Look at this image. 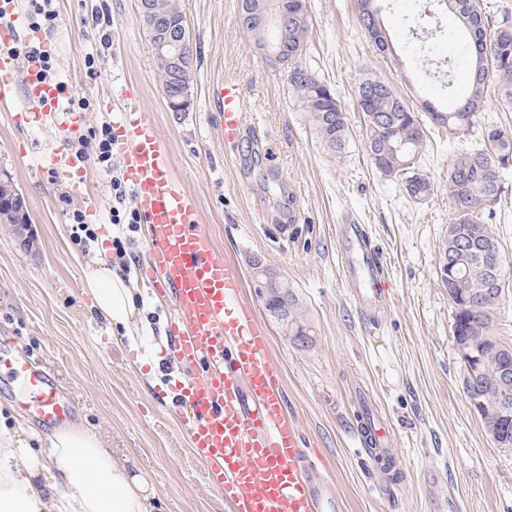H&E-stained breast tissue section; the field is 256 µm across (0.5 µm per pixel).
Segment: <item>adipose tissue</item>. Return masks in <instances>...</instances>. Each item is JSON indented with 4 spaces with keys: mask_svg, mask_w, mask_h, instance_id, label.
<instances>
[{
    "mask_svg": "<svg viewBox=\"0 0 512 512\" xmlns=\"http://www.w3.org/2000/svg\"><path fill=\"white\" fill-rule=\"evenodd\" d=\"M98 313L126 326L133 296L108 259L86 276ZM150 472L120 463L89 430L53 434L45 453L12 440L0 442V512H153Z\"/></svg>",
    "mask_w": 512,
    "mask_h": 512,
    "instance_id": "ef3b65f1",
    "label": "adipose tissue"
}]
</instances>
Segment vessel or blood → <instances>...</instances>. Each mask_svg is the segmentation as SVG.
Returning a JSON list of instances; mask_svg holds the SVG:
<instances>
[{
  "instance_id": "vessel-or-blood-1",
  "label": "vessel or blood",
  "mask_w": 512,
  "mask_h": 512,
  "mask_svg": "<svg viewBox=\"0 0 512 512\" xmlns=\"http://www.w3.org/2000/svg\"><path fill=\"white\" fill-rule=\"evenodd\" d=\"M17 38L15 26L0 28V107L20 94L37 111H59L58 87L36 69L20 72L9 50ZM217 104L224 142L234 144L245 125L239 85L225 82ZM112 148L145 228L139 274L171 310L168 358L187 371L175 383L180 423L194 457L205 464L208 485L233 512H337L339 500L288 414L281 371L254 308L242 299V277L218 254L196 201L174 177L151 113H114ZM367 240L361 225L343 232L347 273L357 284L353 301L374 322L390 286ZM0 374L17 382L14 403L25 415L45 427L69 424L72 399L55 372L17 341H0Z\"/></svg>"
}]
</instances>
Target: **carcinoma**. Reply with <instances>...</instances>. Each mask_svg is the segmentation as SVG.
<instances>
[{
    "mask_svg": "<svg viewBox=\"0 0 512 512\" xmlns=\"http://www.w3.org/2000/svg\"><path fill=\"white\" fill-rule=\"evenodd\" d=\"M385 0H357L359 22L378 51L386 48L381 14ZM456 23L459 35L443 36L432 28L420 42L423 61L448 68V87L455 80L463 85V95L445 112L424 106L421 113L410 109L403 98L384 80L363 75L356 83V107L362 114L365 146L375 169L390 178H405L407 193L422 199L431 194L428 176L416 169L419 154L427 137L428 126L443 129L456 138L470 131L487 111L491 97L512 104V14L504 12L501 20L490 24L483 0H444ZM479 22L485 33V47L478 49L470 39L472 23ZM310 21H288V27L275 25L251 29L247 35L258 51L284 42L288 49L304 52ZM462 58L466 68L456 75L455 62ZM306 112L310 124L322 143L331 151L345 150L350 134L348 113L336 93L313 72L304 80L287 82ZM481 145L466 147L448 163V200L452 217L448 224V241L442 255L448 256V291L453 293L452 332L475 349H491L497 357L483 364L475 379L463 380L465 391L478 390L491 398L500 396L512 401V384L505 387L498 366L506 360L512 364V340L495 329L494 319L499 302L490 300L477 315L464 306L465 298L488 288L492 272V252L500 249L492 225L487 223L504 193V172L512 166V129L488 125L481 128ZM289 318L298 335L310 336L312 330L299 315L298 299L289 291Z\"/></svg>",
    "mask_w": 512,
    "mask_h": 512,
    "instance_id": "cac0c4a2",
    "label": "carcinoma"
}]
</instances>
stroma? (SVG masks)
<instances>
[{
	"instance_id": "stroma-1",
	"label": "stroma",
	"mask_w": 512,
	"mask_h": 512,
	"mask_svg": "<svg viewBox=\"0 0 512 512\" xmlns=\"http://www.w3.org/2000/svg\"><path fill=\"white\" fill-rule=\"evenodd\" d=\"M240 0H181L191 39L193 104L166 105L154 50L136 0H52L54 28L39 29L53 64L50 80L88 97L79 140L111 120L115 89L131 85L128 108L152 113L173 172L197 201L216 250L240 271L242 297L265 328L283 371L288 413L333 484L342 512H512V453L498 448L464 391V367L452 333V302L439 276L450 208L445 183L456 149L432 131L421 170L431 195L412 198L403 180L376 171L365 149L355 86L366 71L387 81L414 109L447 107L461 92L419 68L406 18L455 27L440 0H393L384 18L389 43L380 53L362 30L356 0H307L310 30L301 58L337 93L349 116L342 153L324 148L284 77L271 69L238 26ZM94 56L95 72L84 60ZM244 94L247 125L235 146L224 143L216 94L226 80ZM56 115L17 97L0 111V176L22 192L31 224L21 238L0 223V336H15L53 368L74 402V425L98 433L120 461L149 470L158 512H231L190 463L170 386L181 367L166 361L170 311L138 272L129 286L141 302L131 328L99 316L84 271L111 249V173L78 161L59 139ZM67 167L70 180L56 170ZM79 182L73 193L71 182ZM86 211L98 239L88 251L70 240V215ZM359 224L392 289L378 323L357 309L343 274L340 227ZM286 280L314 332L287 340L252 283V265ZM15 384L0 379V436L25 429L40 451L47 427L11 402ZM371 413L394 457L383 470L358 430Z\"/></svg>"
}]
</instances>
